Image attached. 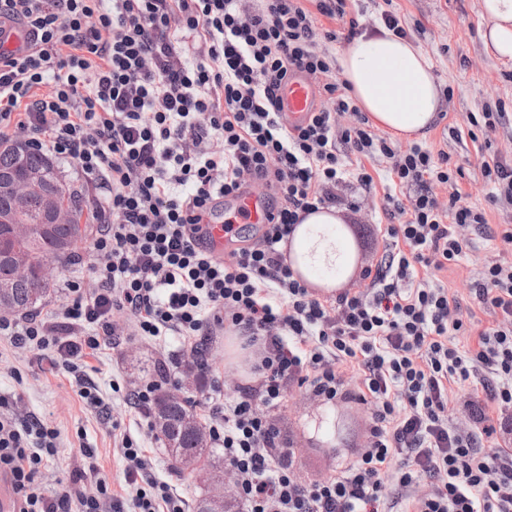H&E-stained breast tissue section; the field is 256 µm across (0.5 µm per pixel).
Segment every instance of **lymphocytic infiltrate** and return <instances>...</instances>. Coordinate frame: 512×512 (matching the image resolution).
<instances>
[{"mask_svg": "<svg viewBox=\"0 0 512 512\" xmlns=\"http://www.w3.org/2000/svg\"><path fill=\"white\" fill-rule=\"evenodd\" d=\"M343 0H0L6 24L30 35L26 53L0 50V142L25 135L40 152L77 160L94 190L106 257L86 290L70 281L54 313L0 317L12 347L52 350L77 375V394L101 404L79 376L88 352L117 334L115 315L143 336L191 339L228 326L252 348L258 375L209 408V432L237 486L234 512H512V448H490L496 423L512 427V262H485L469 293L492 321L473 330L439 278L469 261L476 239L512 243L483 209L459 205L446 153L398 147L367 127L331 81L317 15H343ZM206 58L190 63L187 39ZM295 73L313 78L331 108L288 128L278 92ZM352 113L337 128L335 113ZM356 156L389 164L406 197L384 195L387 246L365 283L317 297L280 249L305 213L336 204L355 178L374 188ZM277 202L255 238L217 257L199 242V214L252 184ZM449 188L447 210L434 186ZM429 276H420V268ZM314 397L370 406L369 442L336 474L300 481L295 456L268 412L289 386ZM468 411L454 423L451 403ZM0 396V480L15 512H186L131 437L122 447L128 495L111 493L93 449L91 486L50 493L34 474L58 448L59 431L7 413Z\"/></svg>", "mask_w": 512, "mask_h": 512, "instance_id": "obj_1", "label": "lymphocytic infiltrate"}]
</instances>
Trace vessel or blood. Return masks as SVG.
<instances>
[{
    "mask_svg": "<svg viewBox=\"0 0 512 512\" xmlns=\"http://www.w3.org/2000/svg\"><path fill=\"white\" fill-rule=\"evenodd\" d=\"M317 97L318 88L313 79L303 75L290 79L280 92L282 113L288 125L303 123L315 108ZM267 216L263 196L248 188L238 196L225 198L223 212L204 216L201 225L212 242L214 255L220 256L232 247L230 236L224 228L225 221L263 224Z\"/></svg>",
    "mask_w": 512,
    "mask_h": 512,
    "instance_id": "obj_1",
    "label": "vessel or blood"
}]
</instances>
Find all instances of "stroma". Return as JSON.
<instances>
[{
  "mask_svg": "<svg viewBox=\"0 0 512 512\" xmlns=\"http://www.w3.org/2000/svg\"><path fill=\"white\" fill-rule=\"evenodd\" d=\"M481 0H347L346 10L360 27L377 26L381 12L396 15L411 39L429 58L440 85L442 112L423 145L432 152H444L451 165L461 167V204L484 207L490 224H512V205L493 204L487 199L489 186L482 163L498 157L512 165V60L487 54L480 39L483 19ZM492 110L505 115L492 133L471 127V114ZM373 179L370 195L340 188L341 208L358 250V267H374L382 255L388 218L383 211L387 183L384 164H363ZM78 261L57 268L55 293L48 309H55L68 296L67 283L82 280L86 288L95 281L89 264H102V257L82 245ZM118 345L102 346L90 361L87 373L102 397L100 408L88 407L77 395L73 377L54 365L52 351L14 350L0 342V394L17 398L22 411L39 417L60 433L57 454L48 459L35 475L37 484L56 491L59 482L80 479L89 484L81 461L82 448L94 449L98 463L110 478L114 493H123L126 460L121 441L130 435L147 448L151 476L170 484L175 495L194 504L205 488L204 482L189 474H178L171 465L161 435L152 419L144 418L128 402L127 396L146 377V364L159 362L167 369V387L181 386L200 422H207L212 399L233 394L240 380L238 364L229 363L223 336H214L208 346L210 376L205 381L172 375L175 360L184 358L178 337L159 342L137 335L132 322L119 324ZM270 417L294 441L298 475L308 481L330 475L336 466L352 459L361 447L368 420L366 406L354 403H325L308 398L298 386L288 388L281 404Z\"/></svg>",
  "mask_w": 512,
  "mask_h": 512,
  "instance_id": "1",
  "label": "stroma"
}]
</instances>
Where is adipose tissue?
Masks as SVG:
<instances>
[{
	"instance_id": "1",
	"label": "adipose tissue",
	"mask_w": 512,
	"mask_h": 512,
	"mask_svg": "<svg viewBox=\"0 0 512 512\" xmlns=\"http://www.w3.org/2000/svg\"><path fill=\"white\" fill-rule=\"evenodd\" d=\"M486 52L512 60V0H482ZM340 76L370 123L401 141L424 137L440 110L432 67L413 41L386 28L362 33L338 53ZM284 251L292 270L326 292L356 268V250L339 210L322 207L297 225Z\"/></svg>"
}]
</instances>
